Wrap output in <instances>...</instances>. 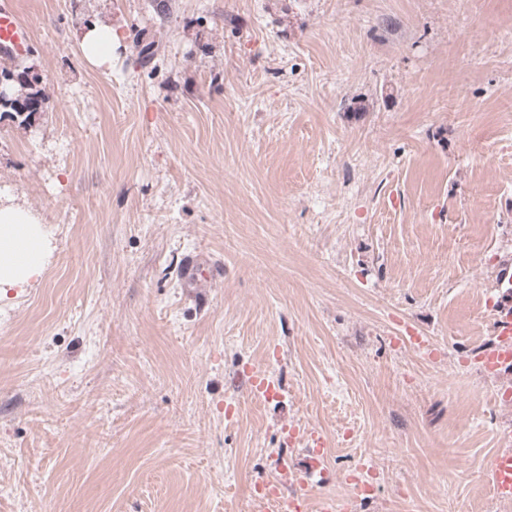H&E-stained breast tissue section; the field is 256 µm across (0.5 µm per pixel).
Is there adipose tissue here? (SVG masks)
Returning a JSON list of instances; mask_svg holds the SVG:
<instances>
[{"mask_svg": "<svg viewBox=\"0 0 512 512\" xmlns=\"http://www.w3.org/2000/svg\"><path fill=\"white\" fill-rule=\"evenodd\" d=\"M79 41L84 58L101 66L111 61L120 36L111 25L95 23L82 31ZM49 251L40 217L14 200H0V299L22 295L38 283Z\"/></svg>", "mask_w": 512, "mask_h": 512, "instance_id": "ef3b65f1", "label": "adipose tissue"}]
</instances>
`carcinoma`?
I'll return each mask as SVG.
<instances>
[{
    "mask_svg": "<svg viewBox=\"0 0 512 512\" xmlns=\"http://www.w3.org/2000/svg\"><path fill=\"white\" fill-rule=\"evenodd\" d=\"M137 64L146 68L158 56L159 47L149 42H135ZM8 88V95L0 97V114H6L26 127L32 125L33 115L43 111L47 100L45 86L38 76L29 73L28 68L20 69L11 57L0 58V83Z\"/></svg>",
    "mask_w": 512,
    "mask_h": 512,
    "instance_id": "1",
    "label": "carcinoma"
}]
</instances>
